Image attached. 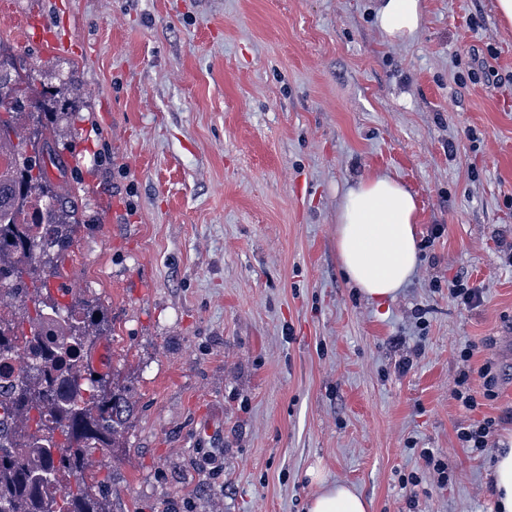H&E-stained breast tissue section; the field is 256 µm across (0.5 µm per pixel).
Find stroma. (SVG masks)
Segmentation results:
<instances>
[{"label": "stroma", "instance_id": "obj_1", "mask_svg": "<svg viewBox=\"0 0 512 512\" xmlns=\"http://www.w3.org/2000/svg\"><path fill=\"white\" fill-rule=\"evenodd\" d=\"M43 2L66 46L23 40L30 0H0V46L82 87L60 283L105 312L92 365L134 407L95 473L112 512H308L312 469L370 512H496L489 455L456 436L491 417L512 441V27L496 0H424L401 44L375 0ZM486 55L495 76L471 79ZM378 169L414 193L421 251L381 307L336 252L344 190ZM456 276L480 305L449 299ZM463 373L471 411L452 396Z\"/></svg>", "mask_w": 512, "mask_h": 512}]
</instances>
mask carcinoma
<instances>
[{
    "label": "carcinoma",
    "mask_w": 512,
    "mask_h": 512,
    "mask_svg": "<svg viewBox=\"0 0 512 512\" xmlns=\"http://www.w3.org/2000/svg\"><path fill=\"white\" fill-rule=\"evenodd\" d=\"M0 283L15 303L0 319V363L19 343L31 346L26 374H0V512H110V490L85 471L101 448L122 447L133 406L114 374L94 377L91 337L107 320L100 309L66 304L43 294L62 277L57 258L68 250L79 219L69 190L52 183L49 170L25 171L28 146L54 150L52 167L65 174L58 151L61 132L76 115V99L43 82L26 61L0 50ZM36 208L40 234L14 231L25 203ZM61 340H55V337Z\"/></svg>",
    "instance_id": "carcinoma-1"
}]
</instances>
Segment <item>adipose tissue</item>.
I'll list each match as a JSON object with an SVG mask.
<instances>
[{"mask_svg": "<svg viewBox=\"0 0 512 512\" xmlns=\"http://www.w3.org/2000/svg\"><path fill=\"white\" fill-rule=\"evenodd\" d=\"M385 39H412L423 23L421 0H378ZM415 195L387 173L358 180L345 192L337 216L336 246L353 285L376 304L393 301L419 264ZM308 512H369L368 501L342 483L319 479Z\"/></svg>", "mask_w": 512, "mask_h": 512, "instance_id": "ef3b65f1", "label": "adipose tissue"}]
</instances>
